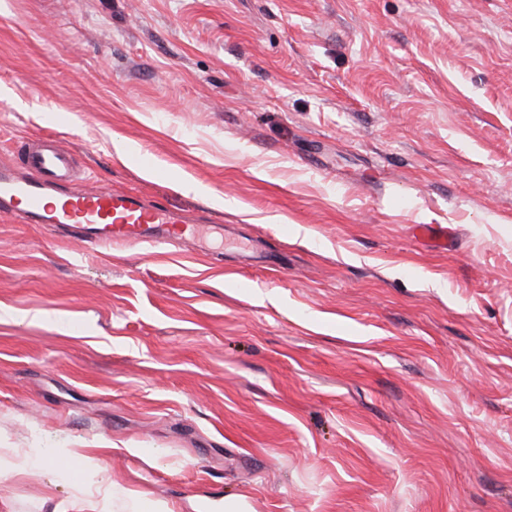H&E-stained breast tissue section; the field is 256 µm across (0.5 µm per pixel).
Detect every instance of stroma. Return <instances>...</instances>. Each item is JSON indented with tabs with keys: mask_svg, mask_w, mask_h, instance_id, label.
Returning a JSON list of instances; mask_svg holds the SVG:
<instances>
[{
	"mask_svg": "<svg viewBox=\"0 0 512 512\" xmlns=\"http://www.w3.org/2000/svg\"><path fill=\"white\" fill-rule=\"evenodd\" d=\"M48 135L228 237L0 218V512H512V0H0Z\"/></svg>",
	"mask_w": 512,
	"mask_h": 512,
	"instance_id": "35a3bbf8",
	"label": "stroma"
}]
</instances>
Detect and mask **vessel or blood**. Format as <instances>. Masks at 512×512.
Masks as SVG:
<instances>
[{
  "label": "vessel or blood",
  "instance_id": "b4317fda",
  "mask_svg": "<svg viewBox=\"0 0 512 512\" xmlns=\"http://www.w3.org/2000/svg\"><path fill=\"white\" fill-rule=\"evenodd\" d=\"M19 161L27 176L0 168V214L18 223L78 225L88 229L91 239L101 247L135 242L166 248L196 243L202 234L200 227L181 223L165 207L145 205L136 195L123 191L90 188L49 204L48 196L70 169V152L60 145H29Z\"/></svg>",
  "mask_w": 512,
  "mask_h": 512
}]
</instances>
